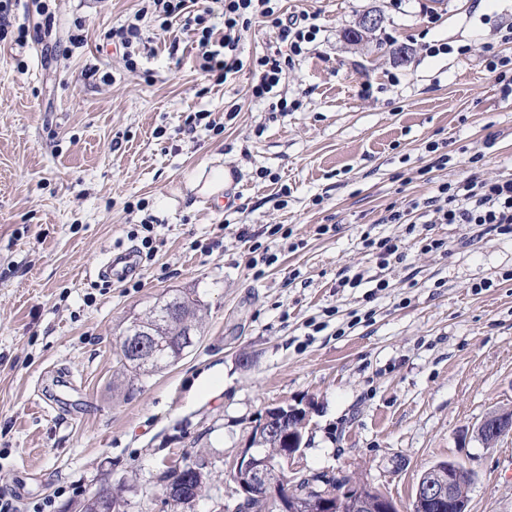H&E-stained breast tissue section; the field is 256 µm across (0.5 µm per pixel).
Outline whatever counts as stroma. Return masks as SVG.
I'll use <instances>...</instances> for the list:
<instances>
[{"instance_id":"obj_1","label":"stroma","mask_w":512,"mask_h":512,"mask_svg":"<svg viewBox=\"0 0 512 512\" xmlns=\"http://www.w3.org/2000/svg\"><path fill=\"white\" fill-rule=\"evenodd\" d=\"M138 7L50 0L44 18L15 0L27 43H0V507L73 512L118 487L123 512H233L229 463L288 404L307 412L298 477L360 479L410 512L422 472L459 460L468 512H512V434L488 448L474 432L512 410V235L382 221L436 183L512 175V96L485 68L486 47L512 55V0H283L320 14L308 51L290 56L260 28L240 49L248 61L277 46L280 90L300 103L285 115L252 99L249 71L203 83L188 38L169 52L149 20L158 53L128 71L105 37ZM368 12L378 28L352 39ZM427 40L450 50L425 56ZM198 110L223 134L187 129ZM224 166L238 176L229 210L191 188ZM148 215L154 259L99 278L108 253L140 247L131 233ZM275 224L288 236L267 234ZM367 236L402 239L404 260L380 266ZM425 236L445 249L421 251ZM257 245L274 259L259 276ZM181 291L206 308L195 345L158 372L118 374L132 318ZM63 369L81 388L43 412L36 391ZM206 373L223 387L194 390ZM186 460L206 487L174 507L168 471Z\"/></svg>"}]
</instances>
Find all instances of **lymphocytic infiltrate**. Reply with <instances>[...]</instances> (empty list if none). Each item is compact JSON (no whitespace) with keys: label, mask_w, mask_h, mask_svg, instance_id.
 <instances>
[{"label":"lymphocytic infiltrate","mask_w":512,"mask_h":512,"mask_svg":"<svg viewBox=\"0 0 512 512\" xmlns=\"http://www.w3.org/2000/svg\"><path fill=\"white\" fill-rule=\"evenodd\" d=\"M132 19L109 35L122 52L126 68H136L140 59L154 55L156 46L144 36L140 23L153 17L159 28L189 36L194 49L195 71L203 80L226 82L249 70L253 98L275 94L283 67L275 56L262 55L243 62L239 44L253 27L272 30L279 42L289 44L293 55H301L306 44L321 31L318 13L285 14L281 0H140ZM472 224L500 234H512V177L478 180L465 178L438 184L434 196L389 209L387 224Z\"/></svg>","instance_id":"obj_1"}]
</instances>
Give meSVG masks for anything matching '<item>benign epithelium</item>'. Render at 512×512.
Here are the masks:
<instances>
[{"instance_id":"7a95c632","label":"benign epithelium","mask_w":512,"mask_h":512,"mask_svg":"<svg viewBox=\"0 0 512 512\" xmlns=\"http://www.w3.org/2000/svg\"><path fill=\"white\" fill-rule=\"evenodd\" d=\"M126 347L144 361L154 357L157 351L156 339L152 333L133 329L125 337ZM306 418L304 410L292 405L277 406L270 409L264 422L257 428L256 437L233 462V476H245L247 480L239 482L242 502L235 507L237 512H249L251 504L258 501L267 512H297L300 489L297 484L282 479V473L293 465L301 437L292 427L296 419ZM290 435L293 447L282 456L273 457L260 448L261 436ZM486 433L491 437L485 444H496L503 435L512 433V418L502 413L489 415L478 427V435ZM369 492L376 501L377 512H393L394 502L387 495L361 482L350 483V490H338L327 485L321 492V505L327 512H335L341 503L347 505L349 512H366L368 502L364 492ZM414 502L419 512H446L452 508L464 512L467 509V486L458 477V462L450 461L446 465L426 470L416 485Z\"/></svg>"}]
</instances>
